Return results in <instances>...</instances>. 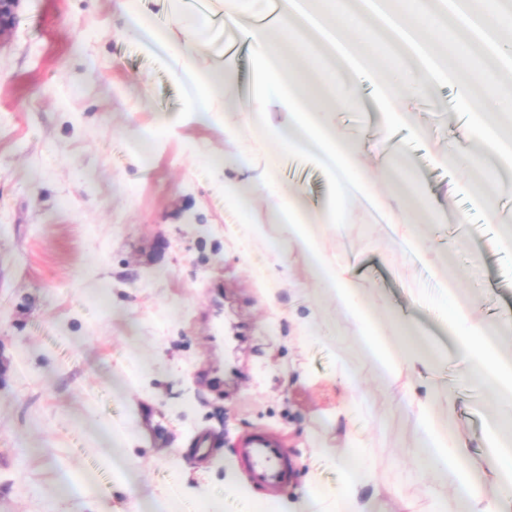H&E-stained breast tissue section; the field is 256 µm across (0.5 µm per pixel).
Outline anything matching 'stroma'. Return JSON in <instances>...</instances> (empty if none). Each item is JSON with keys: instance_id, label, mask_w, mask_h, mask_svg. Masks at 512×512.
Segmentation results:
<instances>
[{"instance_id": "stroma-1", "label": "stroma", "mask_w": 512, "mask_h": 512, "mask_svg": "<svg viewBox=\"0 0 512 512\" xmlns=\"http://www.w3.org/2000/svg\"><path fill=\"white\" fill-rule=\"evenodd\" d=\"M125 20V0H20L0 38V512H63L67 471L94 488L75 512H127L174 492L181 512H251L256 498L300 512L306 484L327 492L342 481L322 447L366 458L365 492L389 512H432L430 481L408 476L419 445L413 400L430 398L438 421L476 445L491 399L453 355L423 373L399 364L390 384L379 378L303 258L277 264L267 254L287 229L262 196L234 212L224 186L239 175L211 165L243 148L224 128L241 122L249 55L224 90V127L186 122L182 86L124 36ZM455 107L447 86L408 99L399 132L408 144L393 162L439 198L445 226L415 214L416 239L362 202L340 230L311 227L328 258L356 267L394 342L401 314L447 345L411 296L452 268L475 294L476 317L512 308V248H500L497 224L465 189L469 172L452 159ZM145 127L156 138L143 162L132 142ZM463 210L469 223L456 221ZM248 224L264 237L248 236ZM326 328L334 343L318 338ZM137 357L153 367L130 389ZM342 359L358 373L360 399L339 375ZM131 419L145 439L123 487L106 460L111 427ZM256 432L292 454L278 492L255 485L239 457ZM203 436L210 452L199 458L190 449Z\"/></svg>"}]
</instances>
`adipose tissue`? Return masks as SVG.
<instances>
[{
    "label": "adipose tissue",
    "instance_id": "1",
    "mask_svg": "<svg viewBox=\"0 0 512 512\" xmlns=\"http://www.w3.org/2000/svg\"><path fill=\"white\" fill-rule=\"evenodd\" d=\"M176 9L191 14L195 32L179 36L148 24L137 8H130L128 34L147 37L149 45L163 47L171 61V75L187 88L186 120L204 116L219 124L224 86L238 67L233 54L202 38V31L220 26L247 43L254 61L250 94L238 127H225L228 139L248 135L264 145L287 144L293 156L321 168L334 189L331 204L319 217L324 224L348 223L355 195L370 199L390 213L373 178L365 174L364 153L396 155L404 143L393 130L404 127L401 106L407 96H432L437 87H453L461 108L455 137L456 162L465 169L482 168L486 155L499 159L498 169L470 184L473 202L488 216L499 217L512 198V113L493 111V104L512 103V0H280L278 20L259 26L253 21L250 0H217L214 11H194L190 0H175ZM384 40L372 41V31ZM210 56L209 68L197 60ZM382 65L387 77L378 81L374 107L383 117L387 135L368 140L348 136L333 119L334 110L356 107L365 100L354 78ZM277 97L288 114L284 125L274 124L267 112ZM251 187L227 185L238 210H248L254 191H261L277 221L288 229L285 239L271 242L272 254L303 255L327 287L330 299L355 325L370 357L386 374H393L397 356L385 345L370 314L353 267L335 263L317 248L308 232L311 222L302 188L288 187L279 164L241 166ZM419 303L438 312L441 323L456 340L457 352L470 377L496 406L493 420L481 436L479 448H470L455 429L438 422L426 404H419L416 420L421 443L417 461L421 471L437 475L440 483L460 493L462 512H512V356L504 354L498 339L512 334V313L495 319L494 329L474 321L467 304L441 288L418 296ZM343 473L333 495L305 493V512H388L376 497H361L372 475L369 468L325 449ZM481 467L471 468L472 458Z\"/></svg>",
    "mask_w": 512,
    "mask_h": 512
}]
</instances>
